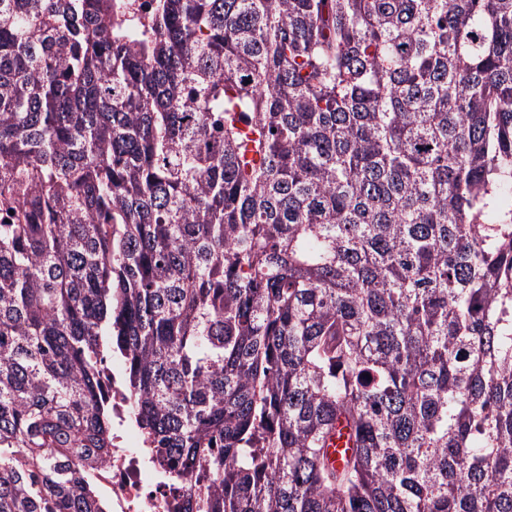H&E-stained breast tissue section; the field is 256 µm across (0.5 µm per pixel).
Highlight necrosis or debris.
I'll return each instance as SVG.
<instances>
[{
  "label": "necrosis or debris",
  "mask_w": 512,
  "mask_h": 512,
  "mask_svg": "<svg viewBox=\"0 0 512 512\" xmlns=\"http://www.w3.org/2000/svg\"><path fill=\"white\" fill-rule=\"evenodd\" d=\"M124 378L122 362L105 370L103 387L112 401V455L99 469V484L111 512H171L180 492L136 423Z\"/></svg>",
  "instance_id": "obj_1"
}]
</instances>
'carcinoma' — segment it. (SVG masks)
Masks as SVG:
<instances>
[{"label":"carcinoma","instance_id":"cac0c4a2","mask_svg":"<svg viewBox=\"0 0 512 512\" xmlns=\"http://www.w3.org/2000/svg\"><path fill=\"white\" fill-rule=\"evenodd\" d=\"M112 355L174 512H512V0H0V512Z\"/></svg>","mask_w":512,"mask_h":512}]
</instances>
